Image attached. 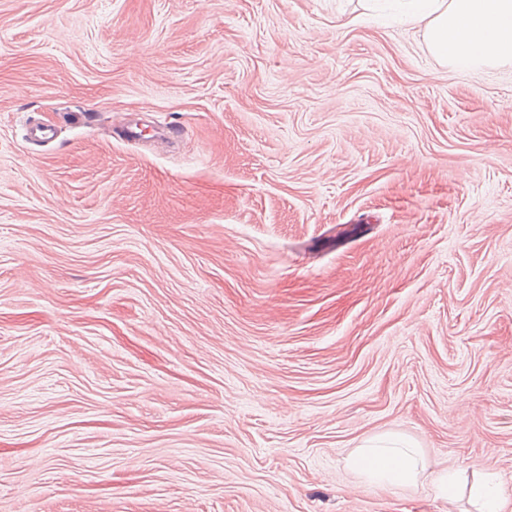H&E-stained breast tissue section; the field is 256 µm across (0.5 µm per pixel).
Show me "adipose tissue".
Wrapping results in <instances>:
<instances>
[{
	"instance_id": "1",
	"label": "adipose tissue",
	"mask_w": 512,
	"mask_h": 512,
	"mask_svg": "<svg viewBox=\"0 0 512 512\" xmlns=\"http://www.w3.org/2000/svg\"><path fill=\"white\" fill-rule=\"evenodd\" d=\"M409 21L424 24L430 51L457 70L512 62V0H402ZM349 469L367 483L416 486L424 468L419 448L394 438L362 446Z\"/></svg>"
}]
</instances>
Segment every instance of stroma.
Masks as SVG:
<instances>
[{"label":"stroma","instance_id":"obj_1","mask_svg":"<svg viewBox=\"0 0 512 512\" xmlns=\"http://www.w3.org/2000/svg\"><path fill=\"white\" fill-rule=\"evenodd\" d=\"M387 436L417 487L350 471ZM447 470L512 501V64L367 0H0V512H475Z\"/></svg>","mask_w":512,"mask_h":512}]
</instances>
